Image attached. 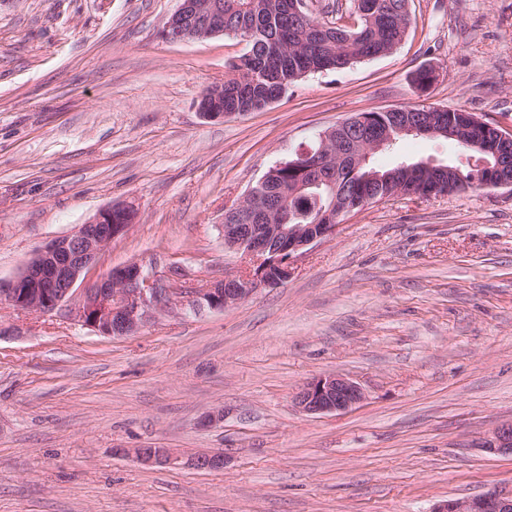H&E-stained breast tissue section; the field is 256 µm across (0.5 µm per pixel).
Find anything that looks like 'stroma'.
<instances>
[{
	"label": "stroma",
	"mask_w": 512,
	"mask_h": 512,
	"mask_svg": "<svg viewBox=\"0 0 512 512\" xmlns=\"http://www.w3.org/2000/svg\"><path fill=\"white\" fill-rule=\"evenodd\" d=\"M177 6L0 0V279L127 203L130 229L87 281L135 262L162 287L203 288L240 269L225 206L338 122L422 101L512 129V0H409L393 53L221 121L198 102L245 46L163 40ZM424 66L437 79L421 92ZM459 158L414 136L374 162ZM77 305H0V512H436L512 485V456L480 446L512 420L511 190L366 206L288 281L132 335H97ZM329 373L364 400L299 412L296 392ZM210 451L222 469L188 465ZM123 454H133L140 461L151 465H174L179 459V456L170 448L124 449Z\"/></svg>",
	"instance_id": "1"
}]
</instances>
